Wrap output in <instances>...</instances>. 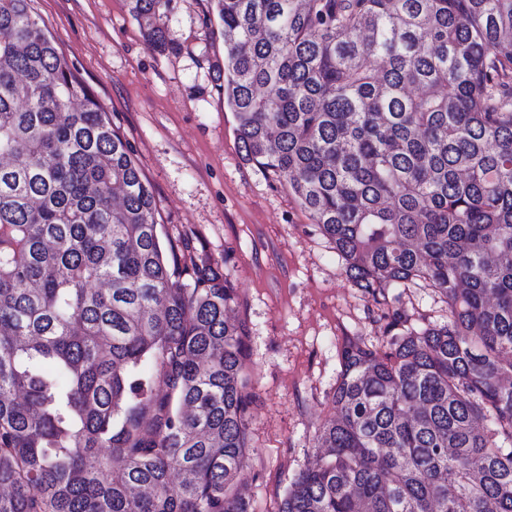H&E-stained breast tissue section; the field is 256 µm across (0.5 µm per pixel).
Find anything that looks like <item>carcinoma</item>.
I'll list each match as a JSON object with an SVG mask.
<instances>
[{"instance_id":"cac0c4a2","label":"carcinoma","mask_w":512,"mask_h":512,"mask_svg":"<svg viewBox=\"0 0 512 512\" xmlns=\"http://www.w3.org/2000/svg\"><path fill=\"white\" fill-rule=\"evenodd\" d=\"M31 2L0 0V512H254L237 289ZM212 2L243 159L359 287L448 302L344 344L279 512H512V0ZM170 5L131 0L162 51Z\"/></svg>"}]
</instances>
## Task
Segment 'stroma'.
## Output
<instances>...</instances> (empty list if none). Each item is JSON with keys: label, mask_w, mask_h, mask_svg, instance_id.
<instances>
[{"label": "stroma", "mask_w": 512, "mask_h": 512, "mask_svg": "<svg viewBox=\"0 0 512 512\" xmlns=\"http://www.w3.org/2000/svg\"><path fill=\"white\" fill-rule=\"evenodd\" d=\"M32 8L130 142L164 232L191 237L193 258L230 274L250 327L256 395L242 491L255 512H277L330 414L344 343L385 344L396 312L415 328L444 322L446 299L431 288H359L287 185L243 160L210 0H172L159 21L174 44L166 52L146 37L130 0H33Z\"/></svg>", "instance_id": "35a3bbf8"}]
</instances>
